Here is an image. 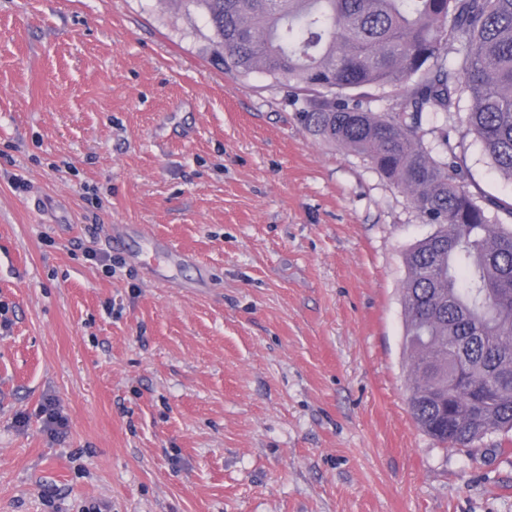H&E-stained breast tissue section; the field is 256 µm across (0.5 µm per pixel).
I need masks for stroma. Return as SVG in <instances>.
Segmentation results:
<instances>
[{
	"label": "stroma",
	"instance_id": "stroma-1",
	"mask_svg": "<svg viewBox=\"0 0 512 512\" xmlns=\"http://www.w3.org/2000/svg\"><path fill=\"white\" fill-rule=\"evenodd\" d=\"M208 34L189 0H0V512H512L500 433L453 451L409 412L434 225ZM423 130L512 202L464 127Z\"/></svg>",
	"mask_w": 512,
	"mask_h": 512
}]
</instances>
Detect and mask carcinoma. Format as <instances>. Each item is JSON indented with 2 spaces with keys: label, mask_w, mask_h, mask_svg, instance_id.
<instances>
[{
  "label": "carcinoma",
  "mask_w": 512,
  "mask_h": 512,
  "mask_svg": "<svg viewBox=\"0 0 512 512\" xmlns=\"http://www.w3.org/2000/svg\"><path fill=\"white\" fill-rule=\"evenodd\" d=\"M190 2L216 64L314 94L304 127L368 157L436 226L404 256L415 423L451 450L511 433L512 226L497 212L512 221V203H478L456 147L445 135L433 154L421 124L425 113L464 123L512 180V0ZM388 87L405 89L393 112L346 96Z\"/></svg>",
  "instance_id": "1"
}]
</instances>
